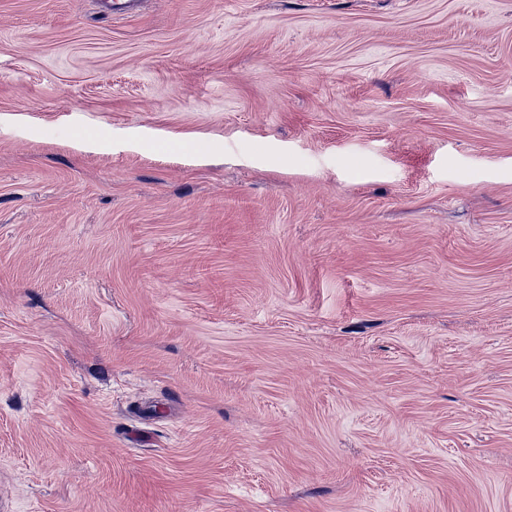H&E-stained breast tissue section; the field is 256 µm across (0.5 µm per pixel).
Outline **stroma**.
I'll use <instances>...</instances> for the list:
<instances>
[{
  "mask_svg": "<svg viewBox=\"0 0 512 512\" xmlns=\"http://www.w3.org/2000/svg\"><path fill=\"white\" fill-rule=\"evenodd\" d=\"M0 512H512V0H0Z\"/></svg>",
  "mask_w": 512,
  "mask_h": 512,
  "instance_id": "obj_1",
  "label": "stroma"
}]
</instances>
